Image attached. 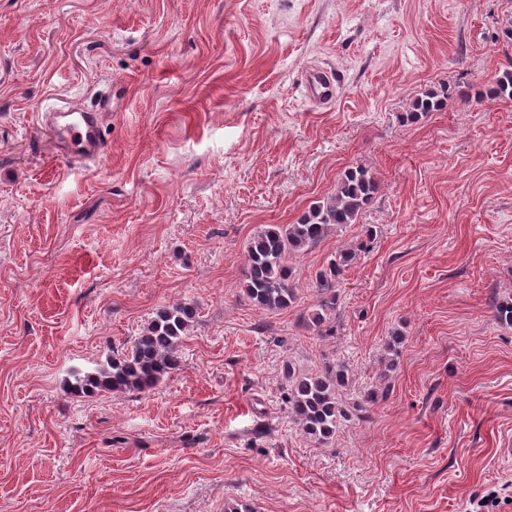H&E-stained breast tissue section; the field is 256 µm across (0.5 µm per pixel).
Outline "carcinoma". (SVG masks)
<instances>
[{"instance_id":"cac0c4a2","label":"carcinoma","mask_w":512,"mask_h":512,"mask_svg":"<svg viewBox=\"0 0 512 512\" xmlns=\"http://www.w3.org/2000/svg\"><path fill=\"white\" fill-rule=\"evenodd\" d=\"M493 97L512 99V69H504L496 78ZM444 92L429 90L411 103L410 117L437 110ZM376 190L371 171L357 165L347 169L331 194L317 202L294 224H267L247 246V265L242 291L258 310L273 312L295 302V288L290 285L291 271L287 259L316 245L331 226L356 223L362 209ZM353 259L350 253L339 254L316 275L317 302L308 314L314 327L323 326L330 311L336 308V277ZM195 310L186 303L159 308L140 335L118 357H112L91 371L74 370L67 385L74 393L145 392L156 387L164 377L178 371L182 364L181 343L187 335ZM288 408L307 437L318 443L331 439L348 413L339 400L345 385L343 367L328 365L325 370L303 373L288 364Z\"/></svg>"}]
</instances>
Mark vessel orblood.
Returning <instances> with one entry per match:
<instances>
[{
  "label": "vessel or blood",
  "instance_id": "1",
  "mask_svg": "<svg viewBox=\"0 0 512 512\" xmlns=\"http://www.w3.org/2000/svg\"><path fill=\"white\" fill-rule=\"evenodd\" d=\"M39 123L52 130L63 145L69 146L70 163L86 167L99 161L102 151L100 113L65 111L51 106L40 112Z\"/></svg>",
  "mask_w": 512,
  "mask_h": 512
}]
</instances>
